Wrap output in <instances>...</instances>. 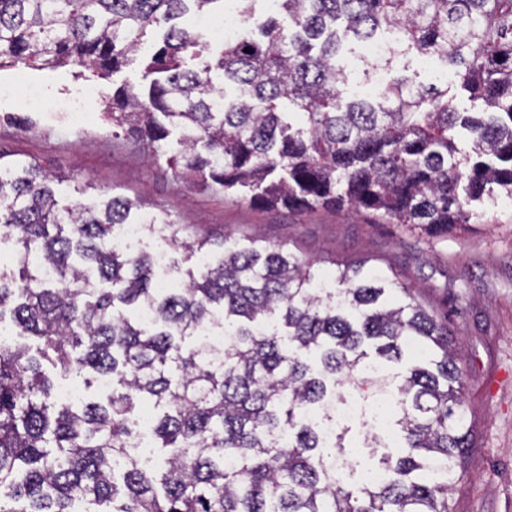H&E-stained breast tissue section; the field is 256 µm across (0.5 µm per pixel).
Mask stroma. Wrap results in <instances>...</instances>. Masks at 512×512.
<instances>
[{
  "mask_svg": "<svg viewBox=\"0 0 512 512\" xmlns=\"http://www.w3.org/2000/svg\"><path fill=\"white\" fill-rule=\"evenodd\" d=\"M144 54L110 76L76 66L0 69V155L37 160L64 175L62 202L92 204L114 194L139 199L141 212L185 220L189 235L261 237L331 275L335 261L393 270L432 308L447 313L462 347L464 402L473 446L464 479L449 495L454 512H512V200L485 203L477 217L442 233L391 223L370 210L317 208L307 212L250 205L236 197L175 181L165 161L112 135L104 112L121 85L144 86ZM443 65L401 59L399 72L420 84H447L461 112H478L458 83H445Z\"/></svg>",
  "mask_w": 512,
  "mask_h": 512,
  "instance_id": "obj_1",
  "label": "stroma"
}]
</instances>
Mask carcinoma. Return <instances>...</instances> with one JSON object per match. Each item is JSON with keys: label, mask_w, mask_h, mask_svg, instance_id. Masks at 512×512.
I'll list each match as a JSON object with an SVG mask.
<instances>
[{"label": "carcinoma", "mask_w": 512, "mask_h": 512, "mask_svg": "<svg viewBox=\"0 0 512 512\" xmlns=\"http://www.w3.org/2000/svg\"><path fill=\"white\" fill-rule=\"evenodd\" d=\"M252 2L236 0L243 34L213 51L179 19L224 0H0V67L107 76L161 29L146 86L116 88L108 112L113 135L165 157L178 181L256 206L347 204L426 232L468 223L495 186L512 198V0H275L288 33L254 18ZM394 30L404 48L364 62L365 78L413 51L484 111L460 112L448 89L406 76L344 100L343 40ZM57 180L35 161L0 162V234L18 246L15 268L0 269V322L36 339L0 341V512H453L473 429L448 316L403 284L391 298L395 281L360 263L316 284L300 256L258 237L224 238L180 287L158 288L154 258L117 245L119 228L145 224L193 254L212 240L187 238L166 212L139 216L123 195L62 204ZM212 324L224 335L213 356L196 339ZM46 362L87 385L89 372L110 374L112 394L59 408ZM380 394L394 401L397 451L366 422L327 437L311 419ZM146 403L159 468L131 452ZM354 448L383 483L356 493L343 480L336 462Z\"/></svg>", "instance_id": "obj_1"}]
</instances>
